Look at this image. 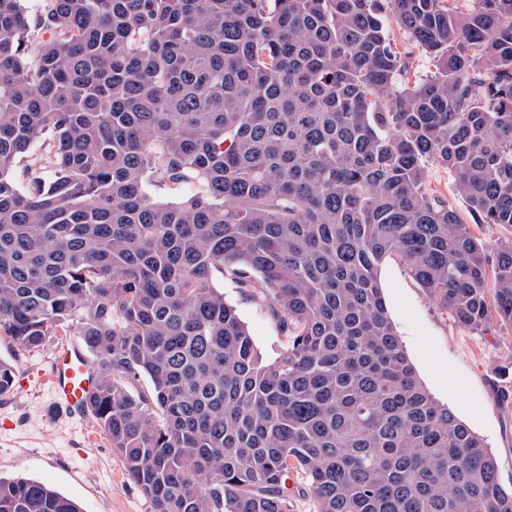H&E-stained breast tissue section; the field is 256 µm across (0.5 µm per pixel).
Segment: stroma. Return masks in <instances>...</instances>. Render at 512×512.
Listing matches in <instances>:
<instances>
[{
    "label": "stroma",
    "mask_w": 512,
    "mask_h": 512,
    "mask_svg": "<svg viewBox=\"0 0 512 512\" xmlns=\"http://www.w3.org/2000/svg\"><path fill=\"white\" fill-rule=\"evenodd\" d=\"M427 172L429 189L450 199L488 253L512 242L511 225L475 223L467 203L454 195L447 168L432 162ZM378 277L387 313L420 381L498 459L500 483L512 492V399L501 396L512 388V326H459L428 300L397 259H385ZM214 283L245 323L263 361H275L286 340L268 309L229 278L219 275ZM76 339L70 329L23 349L0 335V359L15 371L30 370L50 359L61 342ZM48 404L44 390L0 395V478L42 481L75 500L82 512H151L96 420L55 416Z\"/></svg>",
    "instance_id": "1"
}]
</instances>
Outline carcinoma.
Masks as SVG:
<instances>
[{
    "label": "carcinoma",
    "mask_w": 512,
    "mask_h": 512,
    "mask_svg": "<svg viewBox=\"0 0 512 512\" xmlns=\"http://www.w3.org/2000/svg\"><path fill=\"white\" fill-rule=\"evenodd\" d=\"M389 16L432 75L397 83ZM429 161L512 225V0H0V334L76 328L152 512H291L298 468L316 512H512L377 281L396 258L458 325L512 326V243L489 259ZM217 273L268 303L274 363ZM0 512L82 510L20 478Z\"/></svg>",
    "instance_id": "cac0c4a2"
}]
</instances>
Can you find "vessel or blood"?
Masks as SVG:
<instances>
[{"label": "vessel or blood", "mask_w": 512, "mask_h": 512, "mask_svg": "<svg viewBox=\"0 0 512 512\" xmlns=\"http://www.w3.org/2000/svg\"><path fill=\"white\" fill-rule=\"evenodd\" d=\"M95 381V372L83 349L75 344L57 348L49 363L37 370L35 379L19 380L21 388L30 383L47 387L53 410L69 415L85 412L86 396Z\"/></svg>", "instance_id": "1"}]
</instances>
